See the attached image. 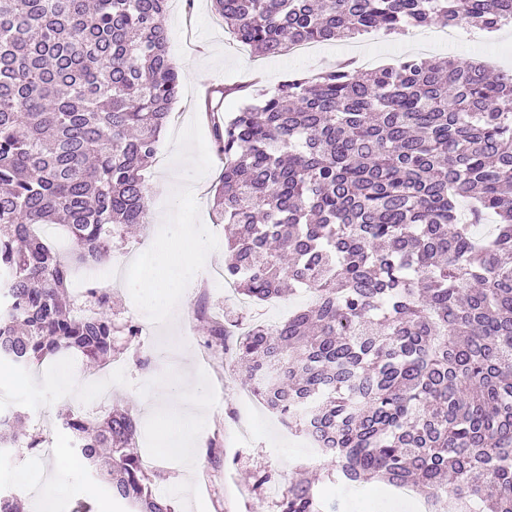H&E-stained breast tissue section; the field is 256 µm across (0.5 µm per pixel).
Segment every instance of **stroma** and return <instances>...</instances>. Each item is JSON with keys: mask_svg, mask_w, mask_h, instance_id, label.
<instances>
[{"mask_svg": "<svg viewBox=\"0 0 512 512\" xmlns=\"http://www.w3.org/2000/svg\"><path fill=\"white\" fill-rule=\"evenodd\" d=\"M163 24L169 33V54L179 72L181 89L172 107V120L144 172L145 181L151 200L161 201L162 212L173 213L186 224L202 225L204 238L212 246L209 266L220 268L224 265V227L217 222L214 196L221 165L211 149L203 87L229 88L222 109L234 112L244 98L240 85L255 78L260 86L272 88L288 74L335 66L337 45L319 44L303 61L293 55L255 56L225 32L224 22L215 14L210 0H193L192 7L168 9ZM460 39L454 49H437V56L466 62L482 58L488 51L500 55L501 67L512 71V28L493 34L465 29ZM153 236V225L145 224L130 234L127 243L117 247L123 256L124 271L112 282L114 311L118 319L133 320L147 326L148 331L125 342L116 359L126 363L128 370L121 381L114 383L110 401L91 409V416L122 409L143 417L144 403L153 394L155 379L175 372L166 351L168 339L156 321L163 308L154 304L150 294L137 284V266L150 254ZM310 301V294L303 291L254 306L208 282L206 273L198 274L180 307V330L193 333L196 338L191 358L206 380L212 412L200 434L194 458L174 463L160 457L154 465L160 475L157 487L169 491L176 512H274L268 491L252 486L254 470H270L274 483L284 486L302 469L330 467L327 457L308 462L304 441L267 419V410L260 402L243 406L239 392L244 384L234 354L217 353L204 345L208 316L228 319L240 327L254 317L273 323L286 319ZM139 357L145 358L144 366L136 365ZM54 368L50 359L29 370L0 365V407H17L26 412L31 426L40 429L44 439L52 441L57 450L53 456L39 449L9 452L6 463L0 466V487H19L22 512L43 507L48 500L52 501L54 512H76L83 501L93 504L96 512H119L106 487L87 468L72 464L63 470L58 467L59 455L71 453L70 436L61 426L60 414L72 406L76 393L51 385ZM242 426L253 429L249 442L243 446L236 442L237 430ZM56 479L61 482L62 492L46 497L47 484ZM376 489L373 483L360 489L327 482L321 485L320 492L335 505L336 512H394V505L387 498L375 495L373 500H364V492L375 494Z\"/></svg>", "mask_w": 512, "mask_h": 512, "instance_id": "35a3bbf8", "label": "stroma"}]
</instances>
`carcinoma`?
<instances>
[{
  "mask_svg": "<svg viewBox=\"0 0 512 512\" xmlns=\"http://www.w3.org/2000/svg\"><path fill=\"white\" fill-rule=\"evenodd\" d=\"M264 57L432 23L494 31L512 0H211ZM169 0H0V360L30 369L75 349L112 358V290L70 292L149 219L142 171L180 84L161 23ZM224 159L215 210L224 279L246 300H313L235 339L250 391L336 459L327 481L421 486L451 512H512V71L406 57L339 64L208 109ZM469 203L462 219L458 203ZM496 219L488 238L473 226ZM61 226L60 253L37 232ZM223 323L206 344L226 350ZM0 413V451L38 448ZM75 449L135 512H175L132 451L138 422L61 415ZM466 486L472 498L453 499ZM275 512H328L305 479Z\"/></svg>",
  "mask_w": 512,
  "mask_h": 512,
  "instance_id": "obj_1",
  "label": "carcinoma"
}]
</instances>
